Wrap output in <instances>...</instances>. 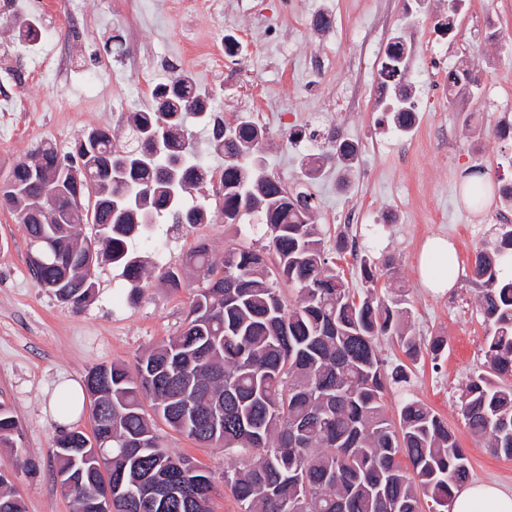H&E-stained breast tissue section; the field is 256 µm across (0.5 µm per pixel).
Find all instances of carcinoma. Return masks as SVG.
Wrapping results in <instances>:
<instances>
[{
  "mask_svg": "<svg viewBox=\"0 0 512 512\" xmlns=\"http://www.w3.org/2000/svg\"><path fill=\"white\" fill-rule=\"evenodd\" d=\"M407 51L400 44L381 65L383 97L393 120L409 127L416 108L406 95ZM448 88L479 82L478 71L450 72ZM153 106L132 113L125 141L94 129L60 155L45 143L15 163L0 192L25 226L36 284L67 305L95 292L89 268L105 260L122 268L131 297L146 287V265L133 250L148 241L157 219L206 224L210 213L184 196L208 180L189 121L212 127L210 149L224 156L221 215L226 224L260 216L267 243L228 246L217 259L204 242L163 279L181 287L182 272L206 286L195 294L183 329L124 361L96 365L84 378L92 435L62 433L55 442L56 475L77 512L112 477L114 512H211L210 472L166 448L161 420L203 447L233 452L239 464L224 485L239 512H420L421 496L447 512L454 490L470 477V461L448 424L422 401L403 399L398 421L385 394L410 382L407 367L387 370L379 337L415 360L420 342L406 328V300L377 292V264L361 259L363 288L354 291L328 256L314 223L312 195L290 193L266 169V129L246 117L221 121L187 76L152 91ZM357 147L346 139L312 155L306 178L327 162L349 167ZM55 204V218L41 207ZM99 238L81 236L84 224ZM276 257L267 264L265 252ZM512 259V226L476 250L473 275L482 285L480 313L488 324L484 368L465 382L460 406L470 434L489 451L512 459V281L499 266ZM295 292L285 299L283 286ZM22 429L0 403V447L7 468L31 476L40 461L21 446ZM107 440L96 465L74 463ZM408 459L410 467L401 465ZM0 512H25L21 495L0 480Z\"/></svg>",
  "mask_w": 512,
  "mask_h": 512,
  "instance_id": "obj_1",
  "label": "carcinoma"
}]
</instances>
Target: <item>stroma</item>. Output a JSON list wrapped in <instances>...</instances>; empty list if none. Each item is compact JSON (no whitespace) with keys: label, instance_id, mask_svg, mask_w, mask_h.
I'll return each instance as SVG.
<instances>
[{"label":"stroma","instance_id":"1","mask_svg":"<svg viewBox=\"0 0 512 512\" xmlns=\"http://www.w3.org/2000/svg\"><path fill=\"white\" fill-rule=\"evenodd\" d=\"M29 2L41 24L34 45H21L13 28L0 25V125L11 127L0 133V181L41 144L65 154L96 128L122 138L131 112L150 107L153 87L182 73L209 94L214 112L252 118L266 110L268 173L313 193L326 247L336 252L350 287L361 285L354 254L383 264L379 285L405 294L411 334L448 341L438 360L411 364L407 389L388 390L389 416L397 417L404 393L414 394L454 431L469 456L471 480L512 490V460L477 445L460 413L463 385L485 361L474 253L501 224L512 225L498 193L512 185V138L494 131L499 122L512 123V0H471L448 31L436 25L444 0H226L220 14L209 12L203 0H78L74 19L81 33L69 39L60 27V0ZM321 13L332 17L329 31L312 25ZM130 29L143 36L137 65L123 54L101 55L108 36ZM270 29L287 32V44L271 43ZM395 35L411 47L409 89L417 120L408 131L393 122L375 92L384 48ZM192 39L203 44L202 55H186ZM62 55L70 66L51 86L25 80L28 71H54ZM318 55L325 65L311 69ZM467 62L479 66L478 92L461 86L449 94V71ZM53 95L68 99L70 109L50 110ZM334 136L357 144L356 159L348 168L328 164L322 178L307 180L308 158ZM476 166L490 180L478 208L463 194L464 176ZM185 203L207 208L210 220L202 227L157 224L165 256L159 260L142 250L152 276L138 300H131L121 268L103 263L95 270V298L78 308L36 285L26 229L0 207V402L12 409L24 448L41 463L35 478L19 479L25 512H73L55 477L54 441L62 429L50 405L58 400L59 380L83 381L92 366L133 361L176 335L204 282L192 277L174 291L157 275L198 242L218 255L230 245L263 246L259 217L245 225L224 223L214 182L187 194ZM351 211L359 212L358 223H345ZM432 235L447 237L457 250L458 283L443 296L420 284V249ZM340 238L349 250L337 251ZM157 432L172 452L211 472L212 512H239L224 487L234 454L200 447L162 424Z\"/></svg>","mask_w":512,"mask_h":512}]
</instances>
